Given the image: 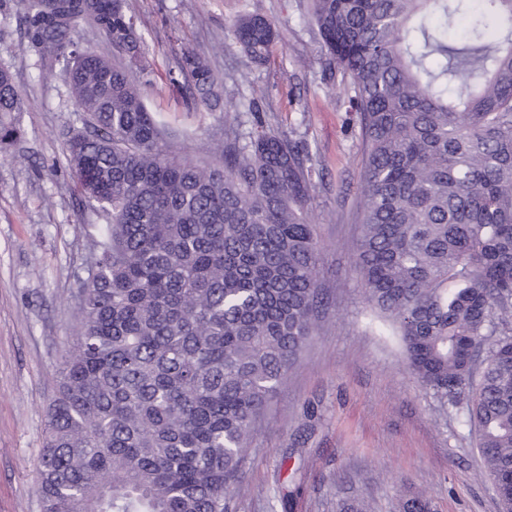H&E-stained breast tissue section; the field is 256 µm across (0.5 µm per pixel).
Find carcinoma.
<instances>
[{"instance_id": "cac0c4a2", "label": "carcinoma", "mask_w": 512, "mask_h": 512, "mask_svg": "<svg viewBox=\"0 0 512 512\" xmlns=\"http://www.w3.org/2000/svg\"><path fill=\"white\" fill-rule=\"evenodd\" d=\"M27 43L58 64L83 128L70 178L111 221L47 408L42 512H227L268 401L325 306L308 218L309 156L224 115V164L173 155L133 67L125 0H18ZM363 143L355 269L434 395L468 396L500 512H512V0H310ZM101 32L107 57L80 43ZM235 44L269 56L246 12ZM186 103L211 109L208 60H179ZM27 102L0 68V143ZM400 512H433L416 496Z\"/></svg>"}]
</instances>
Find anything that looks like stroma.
Masks as SVG:
<instances>
[{"instance_id": "obj_1", "label": "stroma", "mask_w": 512, "mask_h": 512, "mask_svg": "<svg viewBox=\"0 0 512 512\" xmlns=\"http://www.w3.org/2000/svg\"><path fill=\"white\" fill-rule=\"evenodd\" d=\"M144 42L146 103L162 113L172 151L216 164L224 112L262 122L309 151L322 174L309 215L321 245L328 305L255 424L243 482L228 512H341L362 501L396 512L419 494L434 512H499L465 401L426 391L403 348L366 301L354 268L360 234V125L344 92L328 96L309 0H127ZM267 16L278 38L252 62L230 27ZM16 0H0V66L27 101L20 140L0 148V512H40L35 493L46 409L72 332L78 275L109 217L78 197L64 140L79 118L58 65L31 51ZM210 54L224 110L194 112L176 83L182 48Z\"/></svg>"}]
</instances>
